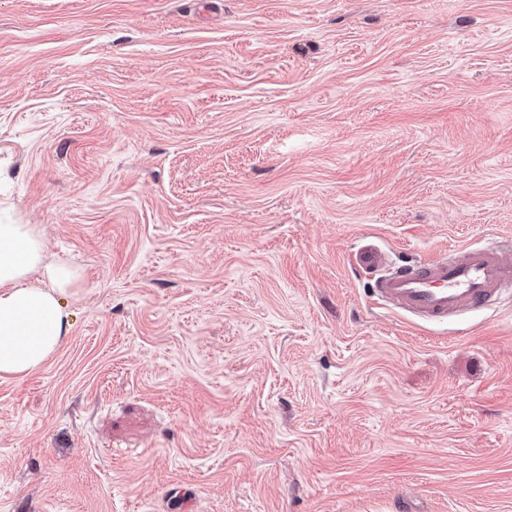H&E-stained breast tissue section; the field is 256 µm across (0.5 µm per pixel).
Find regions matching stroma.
I'll list each match as a JSON object with an SVG mask.
<instances>
[{
    "label": "stroma",
    "instance_id": "35a3bbf8",
    "mask_svg": "<svg viewBox=\"0 0 512 512\" xmlns=\"http://www.w3.org/2000/svg\"><path fill=\"white\" fill-rule=\"evenodd\" d=\"M0 221L75 268L0 378V512H512V0H0ZM354 261L367 274L382 273L373 290L378 305L425 323H445L482 308L512 285V265L495 251L472 245L396 264L386 250L367 244Z\"/></svg>",
    "mask_w": 512,
    "mask_h": 512
}]
</instances>
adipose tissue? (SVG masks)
<instances>
[{
  "label": "adipose tissue",
  "instance_id": "obj_1",
  "mask_svg": "<svg viewBox=\"0 0 512 512\" xmlns=\"http://www.w3.org/2000/svg\"><path fill=\"white\" fill-rule=\"evenodd\" d=\"M75 279L47 263L32 225L0 223V378L29 375L61 348L70 329L61 296Z\"/></svg>",
  "mask_w": 512,
  "mask_h": 512
}]
</instances>
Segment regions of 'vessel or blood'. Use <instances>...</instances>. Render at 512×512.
<instances>
[{
    "instance_id": "1",
    "label": "vessel or blood",
    "mask_w": 512,
    "mask_h": 512,
    "mask_svg": "<svg viewBox=\"0 0 512 512\" xmlns=\"http://www.w3.org/2000/svg\"><path fill=\"white\" fill-rule=\"evenodd\" d=\"M354 261L375 275L377 304L425 323H444L482 308L512 285V265L495 251L472 245L397 264L386 250L367 244L357 250Z\"/></svg>"
}]
</instances>
